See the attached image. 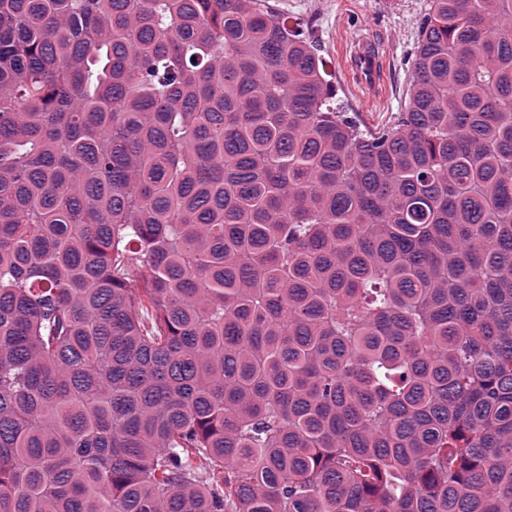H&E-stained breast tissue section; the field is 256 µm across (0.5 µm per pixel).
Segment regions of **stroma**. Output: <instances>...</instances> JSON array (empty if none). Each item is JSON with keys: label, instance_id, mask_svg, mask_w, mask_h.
I'll use <instances>...</instances> for the list:
<instances>
[{"label": "stroma", "instance_id": "stroma-1", "mask_svg": "<svg viewBox=\"0 0 512 512\" xmlns=\"http://www.w3.org/2000/svg\"><path fill=\"white\" fill-rule=\"evenodd\" d=\"M279 13L297 18L333 76L339 99L362 126L391 125L406 100L409 59L426 0H270ZM370 56L378 88L359 83L358 60Z\"/></svg>", "mask_w": 512, "mask_h": 512}]
</instances>
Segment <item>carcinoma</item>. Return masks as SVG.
Segmentation results:
<instances>
[{"instance_id": "carcinoma-1", "label": "carcinoma", "mask_w": 512, "mask_h": 512, "mask_svg": "<svg viewBox=\"0 0 512 512\" xmlns=\"http://www.w3.org/2000/svg\"><path fill=\"white\" fill-rule=\"evenodd\" d=\"M411 72L372 131L267 0H0V512H512V0Z\"/></svg>"}]
</instances>
